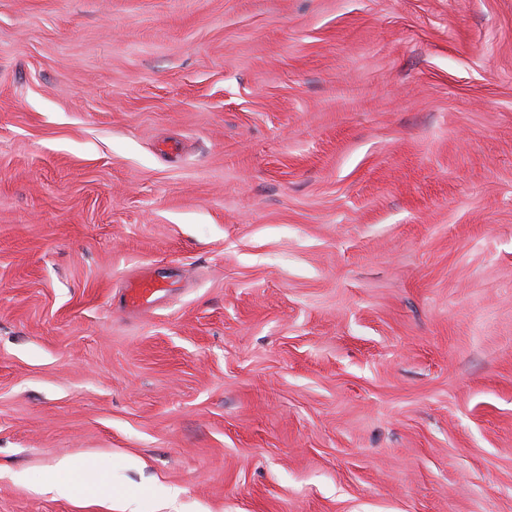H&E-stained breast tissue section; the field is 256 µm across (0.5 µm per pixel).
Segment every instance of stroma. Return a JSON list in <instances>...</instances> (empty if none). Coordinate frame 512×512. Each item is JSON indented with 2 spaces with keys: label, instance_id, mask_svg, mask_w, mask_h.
I'll list each match as a JSON object with an SVG mask.
<instances>
[{
  "label": "stroma",
  "instance_id": "stroma-1",
  "mask_svg": "<svg viewBox=\"0 0 512 512\" xmlns=\"http://www.w3.org/2000/svg\"><path fill=\"white\" fill-rule=\"evenodd\" d=\"M118 491L512 512V0H0V512ZM161 290L155 278L145 276L127 288L126 305L134 308H148L154 303L155 295ZM78 476L75 467L67 458H61L52 469L48 487L60 497H67L71 494L73 480Z\"/></svg>",
  "mask_w": 512,
  "mask_h": 512
}]
</instances>
